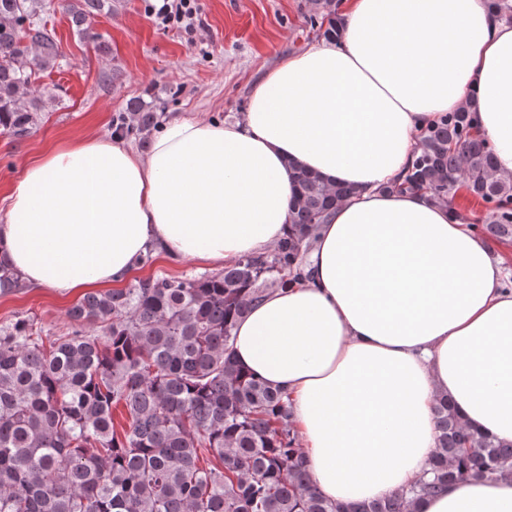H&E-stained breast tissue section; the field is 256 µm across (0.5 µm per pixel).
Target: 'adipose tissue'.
Returning <instances> with one entry per match:
<instances>
[{
    "instance_id": "obj_1",
    "label": "adipose tissue",
    "mask_w": 512,
    "mask_h": 512,
    "mask_svg": "<svg viewBox=\"0 0 512 512\" xmlns=\"http://www.w3.org/2000/svg\"><path fill=\"white\" fill-rule=\"evenodd\" d=\"M339 39L285 57L240 122L175 117L150 149L90 135L28 166L0 247L30 287L117 284L147 249L224 266L285 233L290 163L354 186L320 226L306 281L234 329L240 366L287 391L310 477L333 502L413 483L436 443L437 395L512 441V289L455 207L398 182L419 131L474 106L512 177V23L485 0H349ZM415 512H512V478L450 485Z\"/></svg>"
}]
</instances>
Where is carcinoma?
Returning a JSON list of instances; mask_svg holds the SVG:
<instances>
[{"label":"carcinoma","mask_w":512,"mask_h":512,"mask_svg":"<svg viewBox=\"0 0 512 512\" xmlns=\"http://www.w3.org/2000/svg\"><path fill=\"white\" fill-rule=\"evenodd\" d=\"M106 7L112 0L66 5L81 39L98 49L90 22ZM44 8L43 0H0V131L19 139L41 122L32 78L59 56ZM336 9L324 0L329 38L341 31ZM159 119L136 106L115 128L147 135ZM291 169L290 221L270 250L217 273L154 274L87 293L60 336L25 315L0 326V512H412L450 484L512 477V442L471 431L441 398L436 448L414 483L368 502L318 492L295 444L288 394L244 370L233 352L237 321L266 294L306 278L319 225L354 193ZM460 186L490 209L483 232L511 242L512 179L494 174L493 150L466 108L419 133L392 188L446 206ZM26 288L0 257V296Z\"/></svg>","instance_id":"1"}]
</instances>
